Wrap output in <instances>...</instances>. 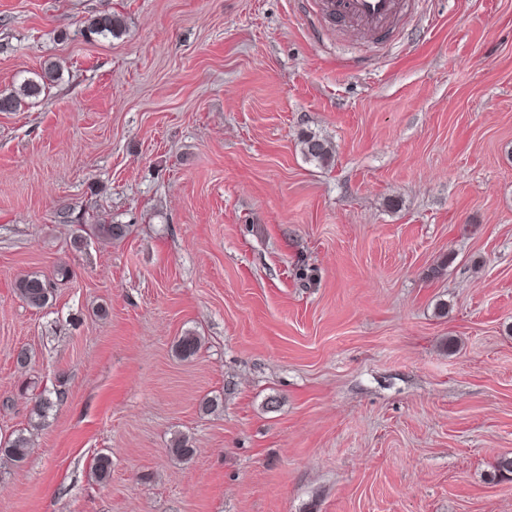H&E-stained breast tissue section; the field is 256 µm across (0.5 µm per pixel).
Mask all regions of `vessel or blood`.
<instances>
[{"label":"vessel or blood","mask_w":512,"mask_h":512,"mask_svg":"<svg viewBox=\"0 0 512 512\" xmlns=\"http://www.w3.org/2000/svg\"><path fill=\"white\" fill-rule=\"evenodd\" d=\"M336 26L353 28L367 41L385 37L398 22L404 0H319Z\"/></svg>","instance_id":"b4317fda"}]
</instances>
